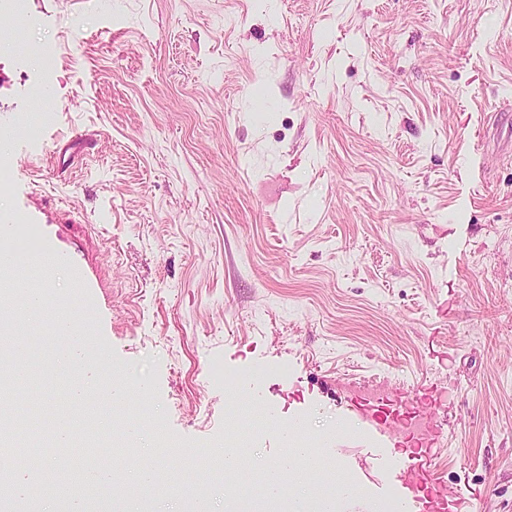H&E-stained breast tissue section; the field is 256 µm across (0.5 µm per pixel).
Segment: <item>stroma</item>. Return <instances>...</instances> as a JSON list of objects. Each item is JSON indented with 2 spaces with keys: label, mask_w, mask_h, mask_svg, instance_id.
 <instances>
[{
  "label": "stroma",
  "mask_w": 512,
  "mask_h": 512,
  "mask_svg": "<svg viewBox=\"0 0 512 512\" xmlns=\"http://www.w3.org/2000/svg\"><path fill=\"white\" fill-rule=\"evenodd\" d=\"M0 47L9 213L59 224L106 272L112 323L63 270L53 300L90 335L83 366L127 389L161 484L224 512L221 450L249 440L238 492L259 512L263 468L303 423L311 487L352 482L361 503L399 496L370 449L417 400L441 485L512 512V0H27ZM39 44L51 69L28 51ZM269 111L251 110L253 96ZM93 146L57 173L75 133ZM26 366H49L51 320L15 321ZM17 391L0 415L40 427L63 410Z\"/></svg>",
  "instance_id": "1"
}]
</instances>
